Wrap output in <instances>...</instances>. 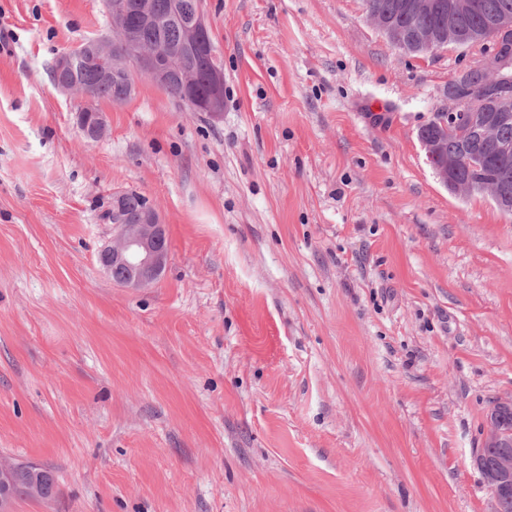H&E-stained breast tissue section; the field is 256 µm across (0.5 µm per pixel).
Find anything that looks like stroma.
Returning <instances> with one entry per match:
<instances>
[{"mask_svg":"<svg viewBox=\"0 0 512 512\" xmlns=\"http://www.w3.org/2000/svg\"><path fill=\"white\" fill-rule=\"evenodd\" d=\"M220 118L143 76L84 139L56 59L104 0H0V457L10 512H491L472 464L512 395V219L418 140L481 46L416 53L361 0H201ZM166 226L132 292L115 193ZM148 199L135 191L124 193L125 213L135 224H128L123 215V196L117 193L112 197L113 223L117 233L112 242L99 252L101 266L112 279L124 274L126 277L116 282L130 291H140L152 287L166 270L168 249L164 224H161L158 211L147 207ZM113 271V272H112ZM13 464L21 470L20 481L5 484L3 494L0 486V497L7 494L10 501L22 497L44 500L46 490L50 492L49 498L56 494V479L50 469L25 463Z\"/></svg>","mask_w":512,"mask_h":512,"instance_id":"1","label":"stroma"}]
</instances>
